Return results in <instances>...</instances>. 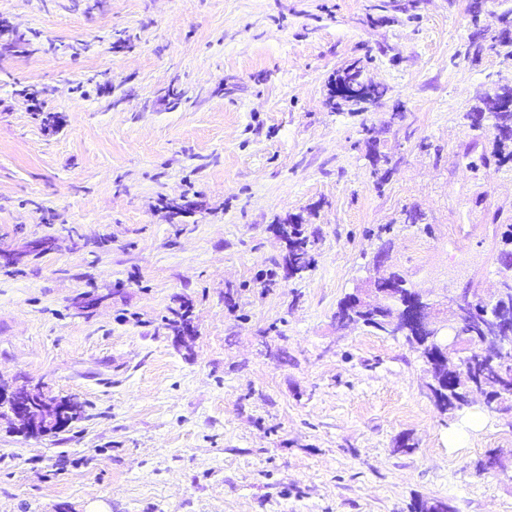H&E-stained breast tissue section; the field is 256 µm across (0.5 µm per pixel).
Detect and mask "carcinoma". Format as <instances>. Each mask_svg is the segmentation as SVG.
I'll return each instance as SVG.
<instances>
[{"instance_id":"cac0c4a2","label":"carcinoma","mask_w":512,"mask_h":512,"mask_svg":"<svg viewBox=\"0 0 512 512\" xmlns=\"http://www.w3.org/2000/svg\"><path fill=\"white\" fill-rule=\"evenodd\" d=\"M365 85L360 67L351 65L336 78L335 97L348 106L351 112L361 111L365 98L376 99L380 92L362 90ZM473 113L483 121L492 122L497 131L498 141L495 158L499 165L512 163V87L503 86L481 98V105ZM287 241V255L284 268L288 277H295L311 270L315 264L316 239L305 234L303 224H284L280 227ZM500 279L494 301L467 310V342L465 355L454 362L437 343V334L412 337V331H404L406 341L413 346L424 360L431 375L429 389L435 404L444 412L454 414L469 407L467 397L476 387L484 389L489 402L500 409L512 410V367H506L491 360L487 352L506 339L512 341V259L508 251L500 257ZM387 280L392 284L391 300L379 304L364 302L355 308L350 297L338 305L336 317L348 318L357 325L371 328L388 336L393 335L388 318L396 309L402 308L418 293L406 287V280L398 273H391Z\"/></svg>"}]
</instances>
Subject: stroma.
<instances>
[{
  "instance_id": "35a3bbf8",
  "label": "stroma",
  "mask_w": 512,
  "mask_h": 512,
  "mask_svg": "<svg viewBox=\"0 0 512 512\" xmlns=\"http://www.w3.org/2000/svg\"><path fill=\"white\" fill-rule=\"evenodd\" d=\"M511 11L0 0V385L84 404L41 437L0 417V512H512V411L475 395L484 425L452 446L469 411L436 406L419 353L335 318L380 268L437 304L496 288L512 167L470 111L512 86L479 34ZM354 62L386 92L336 110ZM292 220L320 239L290 278ZM45 236L59 249L33 251Z\"/></svg>"
}]
</instances>
